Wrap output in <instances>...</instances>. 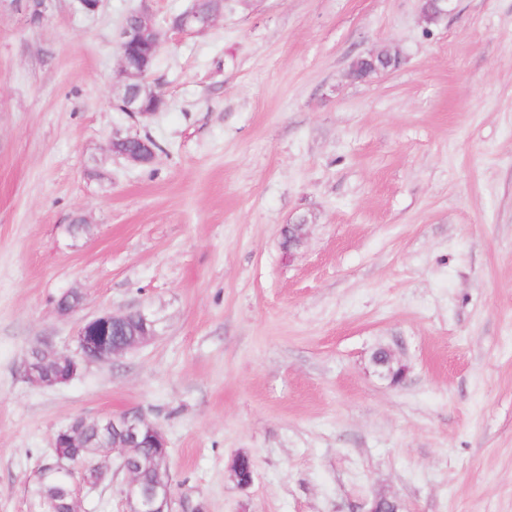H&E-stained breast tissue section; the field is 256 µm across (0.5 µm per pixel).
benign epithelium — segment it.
<instances>
[{
  "label": "benign epithelium",
  "instance_id": "7a95c632",
  "mask_svg": "<svg viewBox=\"0 0 512 512\" xmlns=\"http://www.w3.org/2000/svg\"><path fill=\"white\" fill-rule=\"evenodd\" d=\"M7 2L34 25H42L49 19L50 0ZM148 2L142 0L141 6L125 17L116 36L119 83L115 105L135 121L151 116L147 111L148 99H155V107L158 109L166 102L165 95L148 82L149 70L130 63V52L138 51L147 58L160 46L155 15ZM216 19L215 15L200 19L196 13L186 10L172 18L170 28L178 33L203 34L214 25ZM107 151L135 165L150 164L156 156L152 140L137 134L113 135L107 144ZM141 319L139 335L132 338L112 337V331L124 323L123 313L105 312L85 321L75 336L76 350L73 354L59 350L49 341L44 342L41 356L26 360V378L37 386L54 387L69 383L77 375L82 360L103 364L112 362L156 335L154 322L144 314ZM95 422L99 453L98 461L90 471L82 466L75 468L71 465L69 449L78 444V433L72 428L59 431L52 442L55 469L68 475L62 489V498L67 500L68 512H78L77 503L82 486L92 488L104 483L111 484L118 473L124 474L123 482L117 485V492L127 507L126 512H178L169 474L168 442L164 432L136 409L97 417ZM146 442L157 451V462L151 465L157 477L149 487L140 483L142 465L134 454L135 449ZM241 470L242 457L239 456L233 462V474L240 486L248 488L254 482L255 470L247 467L244 476Z\"/></svg>",
  "mask_w": 512,
  "mask_h": 512
}]
</instances>
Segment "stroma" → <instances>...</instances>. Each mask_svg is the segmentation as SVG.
Here are the masks:
<instances>
[{
    "label": "stroma",
    "instance_id": "35a3bbf8",
    "mask_svg": "<svg viewBox=\"0 0 512 512\" xmlns=\"http://www.w3.org/2000/svg\"><path fill=\"white\" fill-rule=\"evenodd\" d=\"M190 2H150L167 106L138 121L113 89L141 0L0 7V512H29L57 431L129 408L203 512H512V0L437 24L421 0H232L170 30ZM383 51L399 66L350 78ZM128 132L152 164L106 152ZM133 310L148 343L25 379L40 340ZM3 2H9V5L23 14L31 24L43 25L49 19V0H1L0 7ZM222 13L205 17L202 20L193 11L186 10L172 18L170 28L178 33L203 34L208 31ZM116 141L135 142L137 148L133 150L117 151L115 149ZM152 140L150 138L140 137L138 134H115L107 144V151L112 153L113 157L122 158L125 161L135 165H147L153 162L156 156V151L152 147Z\"/></svg>",
    "mask_w": 512,
    "mask_h": 512
}]
</instances>
